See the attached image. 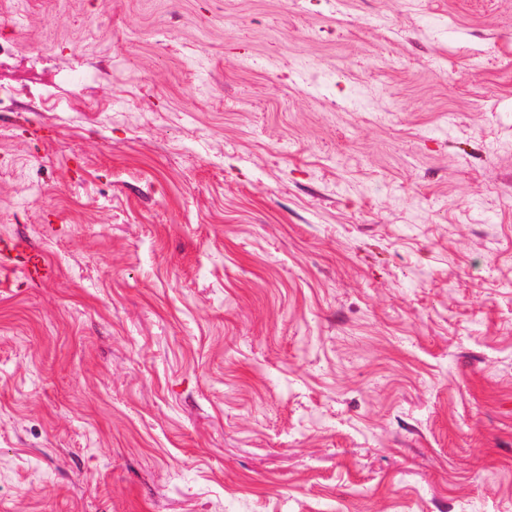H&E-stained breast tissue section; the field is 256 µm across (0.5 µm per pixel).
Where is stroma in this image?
Instances as JSON below:
<instances>
[{
    "label": "stroma",
    "mask_w": 512,
    "mask_h": 512,
    "mask_svg": "<svg viewBox=\"0 0 512 512\" xmlns=\"http://www.w3.org/2000/svg\"><path fill=\"white\" fill-rule=\"evenodd\" d=\"M0 41V512H512V0ZM3 265L19 268L31 281H45L51 277V268L38 251L20 243L5 246L1 251Z\"/></svg>",
    "instance_id": "35a3bbf8"
}]
</instances>
